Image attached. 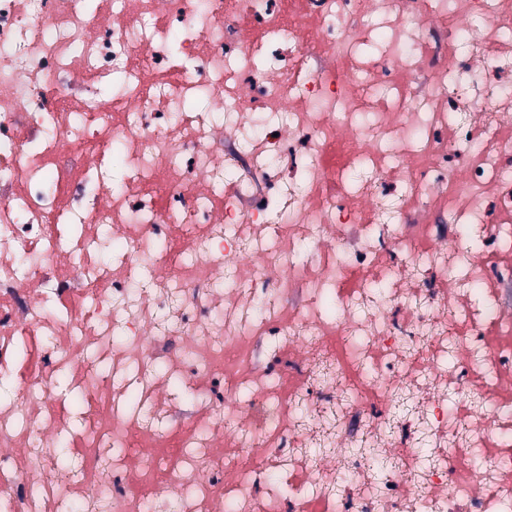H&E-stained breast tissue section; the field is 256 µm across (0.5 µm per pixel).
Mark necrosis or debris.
<instances>
[{
	"mask_svg": "<svg viewBox=\"0 0 512 512\" xmlns=\"http://www.w3.org/2000/svg\"><path fill=\"white\" fill-rule=\"evenodd\" d=\"M0 512H512V0H0Z\"/></svg>",
	"mask_w": 512,
	"mask_h": 512,
	"instance_id": "obj_1",
	"label": "necrosis or debris"
}]
</instances>
